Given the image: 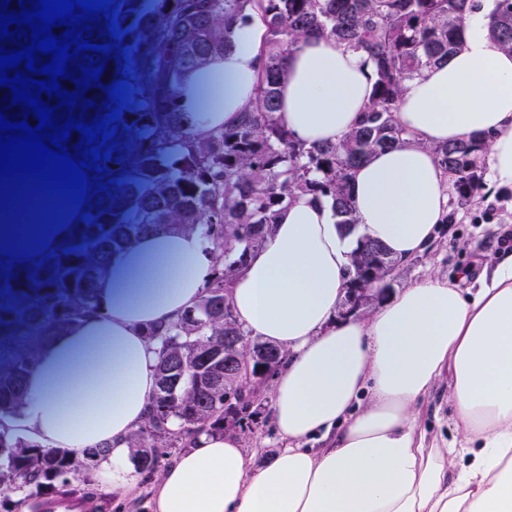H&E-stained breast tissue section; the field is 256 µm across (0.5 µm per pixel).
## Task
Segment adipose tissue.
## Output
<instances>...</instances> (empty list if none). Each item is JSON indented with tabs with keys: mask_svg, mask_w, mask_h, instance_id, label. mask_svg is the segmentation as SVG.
I'll use <instances>...</instances> for the list:
<instances>
[{
	"mask_svg": "<svg viewBox=\"0 0 512 512\" xmlns=\"http://www.w3.org/2000/svg\"><path fill=\"white\" fill-rule=\"evenodd\" d=\"M492 2L466 14L446 64L407 83L394 118L408 140L354 173L355 233H340L331 200L298 196L235 276L239 323L285 353L273 401L284 448L256 468L234 434H202L159 475L154 512H512V255L484 264L476 292L429 275L368 317H335L359 237L399 265L436 241L448 177L434 146L484 142L491 187L512 188V51L488 31ZM265 38L246 12L224 54L182 78L178 103L198 133L237 124ZM374 81L363 53L307 36L288 56L279 113L303 143L339 142L363 121ZM210 275L196 233H149L116 253L101 315L42 350L16 428L50 448L110 444L93 476L132 495L127 438L155 389L145 331L196 304ZM442 386L446 438L418 424Z\"/></svg>",
	"mask_w": 512,
	"mask_h": 512,
	"instance_id": "1",
	"label": "adipose tissue"
}]
</instances>
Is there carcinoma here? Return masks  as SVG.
Instances as JSON below:
<instances>
[{"label":"carcinoma","mask_w":512,"mask_h":512,"mask_svg":"<svg viewBox=\"0 0 512 512\" xmlns=\"http://www.w3.org/2000/svg\"><path fill=\"white\" fill-rule=\"evenodd\" d=\"M126 34L118 44L128 61L94 53L107 61L101 82L122 75L137 96L120 113L117 143L102 182L116 179L110 192L87 203L93 220L75 226L71 236L43 258V264L0 271V499L17 512H52L53 504L78 502L87 512H106L107 497L84 476L106 456L110 445L81 452L47 449L17 433L26 399V380L40 352L55 336L101 311L99 287L112 255L133 247L149 232L198 233L212 258V276L198 302L175 322L146 332L157 346L156 390L145 421L131 431L128 447L137 468L161 471L167 450L188 448L203 432L246 430L251 420L253 381L235 383V395L205 381L224 365V345L244 358L256 349L276 352L265 377L278 367L282 352L253 337L237 320L230 283L250 252L260 248L277 212L297 194L329 198L336 224L346 235L358 224L349 185L356 167L378 150L398 147L407 132L394 120L406 82L448 61L459 46L467 0H114ZM266 27L264 65L255 98L240 122L206 135L195 133L177 103L183 76L224 54L232 24L247 7ZM105 18L92 23L91 43L113 42ZM490 35L512 49V0H497L489 15ZM318 34L368 55L375 81L362 124L330 145L296 140L278 115L279 85L288 54L300 40ZM97 107L83 119L105 115L110 104L101 88H90L80 102ZM486 144L460 142L435 148L451 189L461 201H475L485 184L480 174ZM377 250L382 266L377 281L397 277L384 247L361 238L348 279L371 267L365 246Z\"/></svg>","instance_id":"carcinoma-1"}]
</instances>
